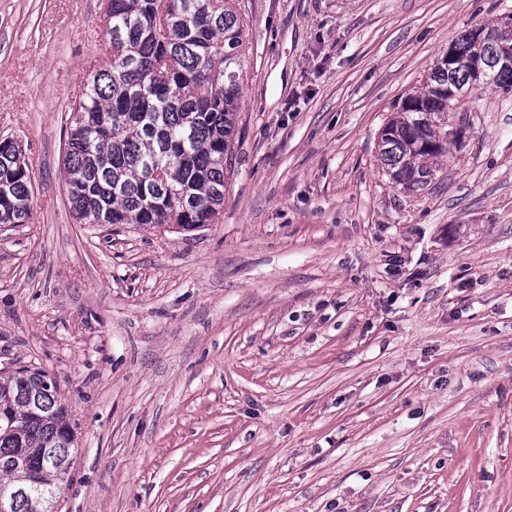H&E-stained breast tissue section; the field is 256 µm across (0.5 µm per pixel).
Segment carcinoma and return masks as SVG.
<instances>
[{"mask_svg":"<svg viewBox=\"0 0 512 512\" xmlns=\"http://www.w3.org/2000/svg\"><path fill=\"white\" fill-rule=\"evenodd\" d=\"M111 61L92 72L70 110L64 170L78 224H146L190 232L219 219L245 58L235 0H104ZM486 54L512 49V29L481 27ZM452 46L473 56V31ZM512 93V70L484 80ZM472 89L465 67L434 62L380 132L390 180L421 189L448 139V85ZM32 170L21 145L0 137V224L31 218ZM79 437L56 382L39 368L0 377V489H27L10 512H59ZM39 484L31 487L32 475Z\"/></svg>","mask_w":512,"mask_h":512,"instance_id":"carcinoma-1","label":"carcinoma"}]
</instances>
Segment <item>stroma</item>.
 Listing matches in <instances>:
<instances>
[{
  "label": "stroma",
  "instance_id": "1",
  "mask_svg": "<svg viewBox=\"0 0 512 512\" xmlns=\"http://www.w3.org/2000/svg\"><path fill=\"white\" fill-rule=\"evenodd\" d=\"M250 48L217 223L78 224L64 116L112 50L101 0H0V373L80 432L61 512H512V93L465 96L429 186L381 128L512 0H237ZM32 178L21 145L0 137V224L28 223Z\"/></svg>",
  "mask_w": 512,
  "mask_h": 512
}]
</instances>
